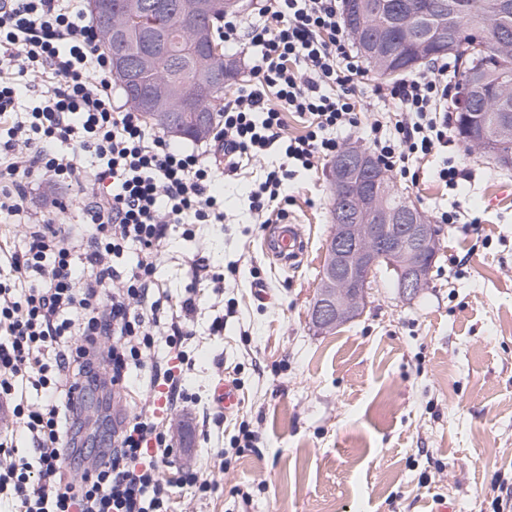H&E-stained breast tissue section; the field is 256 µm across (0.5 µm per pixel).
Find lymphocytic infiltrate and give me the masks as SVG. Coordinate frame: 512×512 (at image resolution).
Returning a JSON list of instances; mask_svg holds the SVG:
<instances>
[{
  "label": "lymphocytic infiltrate",
  "mask_w": 512,
  "mask_h": 512,
  "mask_svg": "<svg viewBox=\"0 0 512 512\" xmlns=\"http://www.w3.org/2000/svg\"><path fill=\"white\" fill-rule=\"evenodd\" d=\"M342 12L343 0H263L256 19L225 16V45L257 50L253 79L225 103L209 145L190 149L115 105L111 59L74 0H0V217L25 227L23 247L0 241V401L33 448L17 456L13 431L0 430V499L19 512H170L172 484L160 471L172 444L152 396L182 398V377L156 349L166 342L184 360L197 302L162 303L154 275L174 228L189 238L194 225L223 223L224 204L210 193L219 176L277 142L313 170L347 130L403 178L410 158L452 146L455 85L444 63L382 90L395 106L392 130L362 118L356 89L368 70ZM22 87L42 90L26 112ZM288 112L311 116L305 134L285 135ZM42 177L78 188L86 224L31 219L29 191ZM130 252L136 263L123 264ZM145 366L149 399L113 423L111 448L80 481H66L83 455L74 386L107 371L120 393ZM30 389L42 403H29Z\"/></svg>",
  "instance_id": "f902f5d3"
}]
</instances>
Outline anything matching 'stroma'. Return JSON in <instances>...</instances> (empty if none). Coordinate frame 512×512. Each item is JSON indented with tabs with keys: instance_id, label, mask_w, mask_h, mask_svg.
Wrapping results in <instances>:
<instances>
[{
	"instance_id": "1",
	"label": "stroma",
	"mask_w": 512,
	"mask_h": 512,
	"mask_svg": "<svg viewBox=\"0 0 512 512\" xmlns=\"http://www.w3.org/2000/svg\"><path fill=\"white\" fill-rule=\"evenodd\" d=\"M454 159L471 179L451 191L438 180ZM282 149L243 161L213 190L224 221L199 224L196 236L173 232L155 277L172 300L186 296L187 258L199 254L224 273L221 292L199 291L191 361L183 385L192 400L163 416L174 442L173 512H493L499 483L512 484V169L488 164L454 142L419 160L416 185L396 188L430 219L457 209L462 221L443 227L429 288L407 301L378 273L363 315L330 331L315 329L309 304L331 230L330 163L288 179V219L302 225L309 250L295 271L271 268L264 227L248 196L268 172L287 166ZM31 211L68 224L84 215L76 188L50 181L32 191ZM479 218L478 233L463 224ZM466 265L449 269L452 256ZM222 331H212L215 317ZM238 380L241 405L224 414L210 387ZM108 376L85 389L94 416L78 440L88 451L110 444L111 406L132 414L136 386L110 398ZM257 439L230 444L240 426ZM217 480L206 493L178 484L180 472Z\"/></svg>"
}]
</instances>
